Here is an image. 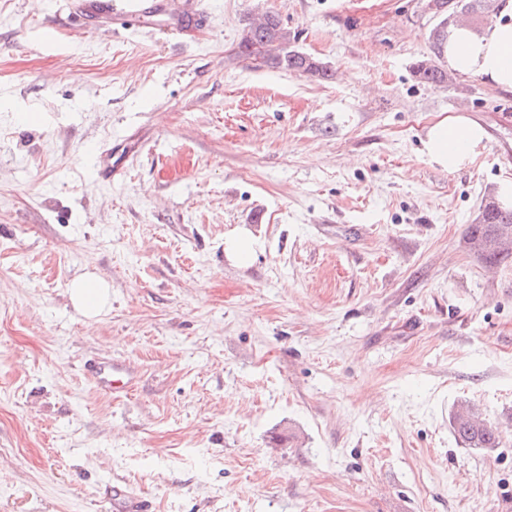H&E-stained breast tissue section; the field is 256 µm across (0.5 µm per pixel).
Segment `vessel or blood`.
Here are the masks:
<instances>
[{
	"label": "vessel or blood",
	"mask_w": 512,
	"mask_h": 512,
	"mask_svg": "<svg viewBox=\"0 0 512 512\" xmlns=\"http://www.w3.org/2000/svg\"><path fill=\"white\" fill-rule=\"evenodd\" d=\"M76 13L88 31L108 27L114 37L123 36L133 24H164L172 35L184 34L189 27L205 24L207 13L194 0H78ZM95 170L102 181H112L124 170L123 160L114 159L111 144L99 145L92 154ZM94 387L106 395L128 393L136 384L135 370L125 361L107 358L84 367ZM112 512H151L146 500L132 494L127 486H107Z\"/></svg>",
	"instance_id": "b4317fda"
}]
</instances>
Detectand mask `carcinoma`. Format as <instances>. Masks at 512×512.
<instances>
[{
    "label": "carcinoma",
    "instance_id": "obj_1",
    "mask_svg": "<svg viewBox=\"0 0 512 512\" xmlns=\"http://www.w3.org/2000/svg\"><path fill=\"white\" fill-rule=\"evenodd\" d=\"M499 0H453L449 11L442 18V26H434L429 32V42L434 57L417 62L415 76L421 81L442 85L451 80L448 70L436 62L441 56L448 35L457 21L466 15H497ZM296 34L276 15L260 16L250 22L243 31L238 49L241 55L253 58L267 68L305 74L321 81L332 78L331 67L322 60L295 48ZM501 236L495 249L477 255L490 264L500 263L512 258V208L500 205L491 196L479 210L475 223L469 225L467 240L470 247L483 239ZM454 435L458 441L469 448H496L499 445L498 431L475 418L472 411L461 406L454 412L451 420Z\"/></svg>",
    "mask_w": 512,
    "mask_h": 512
}]
</instances>
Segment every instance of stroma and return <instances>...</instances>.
<instances>
[{
    "label": "stroma",
    "instance_id": "stroma-1",
    "mask_svg": "<svg viewBox=\"0 0 512 512\" xmlns=\"http://www.w3.org/2000/svg\"><path fill=\"white\" fill-rule=\"evenodd\" d=\"M202 2L176 40L0 0V512H110L113 480L156 512H512V259L466 241L512 182V91L415 77L423 0ZM263 9L331 80L239 54ZM459 114L487 140L447 172L422 141ZM111 139L143 143L112 185ZM100 355L131 392L83 375ZM462 404L498 447L456 440ZM140 146L137 145L122 160L117 159L114 161L115 155L112 156V141L99 145L92 154L98 178L103 182H112L118 174L121 175L125 163L139 150ZM72 305L88 320L97 319L109 305L110 290L105 281L94 276L76 279L68 289ZM84 370L94 387L106 395L127 394L136 384L135 370L115 358L88 363Z\"/></svg>",
    "mask_w": 512,
    "mask_h": 512
}]
</instances>
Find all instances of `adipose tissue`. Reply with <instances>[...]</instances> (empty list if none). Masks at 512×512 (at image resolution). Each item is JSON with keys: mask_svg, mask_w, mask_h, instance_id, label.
I'll return each instance as SVG.
<instances>
[{"mask_svg": "<svg viewBox=\"0 0 512 512\" xmlns=\"http://www.w3.org/2000/svg\"><path fill=\"white\" fill-rule=\"evenodd\" d=\"M442 58L453 73L512 91V0H504L497 20L483 32L468 24L457 26L448 37ZM486 139L481 125L457 115L429 127L422 153L430 164L452 172L471 164L484 149ZM68 295L72 305L90 320L103 314L110 300L106 282L94 276L76 279Z\"/></svg>", "mask_w": 512, "mask_h": 512, "instance_id": "1", "label": "adipose tissue"}]
</instances>
